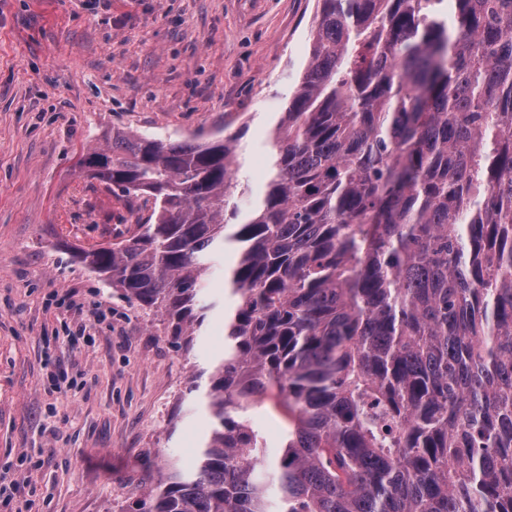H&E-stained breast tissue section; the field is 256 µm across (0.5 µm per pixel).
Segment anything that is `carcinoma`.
<instances>
[{
  "mask_svg": "<svg viewBox=\"0 0 512 512\" xmlns=\"http://www.w3.org/2000/svg\"><path fill=\"white\" fill-rule=\"evenodd\" d=\"M308 42L246 213L237 133L115 130L81 159L152 212L75 258L174 347L235 246L205 441L133 512H512V0H319ZM248 415L267 437L270 456L273 458L280 449L277 447L286 436V424L266 404L255 405L250 409Z\"/></svg>",
  "mask_w": 512,
  "mask_h": 512,
  "instance_id": "carcinoma-1",
  "label": "carcinoma"
}]
</instances>
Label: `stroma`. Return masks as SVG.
Returning a JSON list of instances; mask_svg holds the SVG:
<instances>
[{
	"instance_id": "stroma-1",
	"label": "stroma",
	"mask_w": 512,
	"mask_h": 512,
	"mask_svg": "<svg viewBox=\"0 0 512 512\" xmlns=\"http://www.w3.org/2000/svg\"><path fill=\"white\" fill-rule=\"evenodd\" d=\"M316 0H0V512H127L147 468L191 465L209 416L190 382L222 351L224 309L176 350L74 261L132 219L81 176L114 129L166 140L241 135L231 200L263 190L269 138L308 55ZM100 318L85 323L82 306ZM76 336L63 352L59 337ZM68 368L57 395V364Z\"/></svg>"
}]
</instances>
